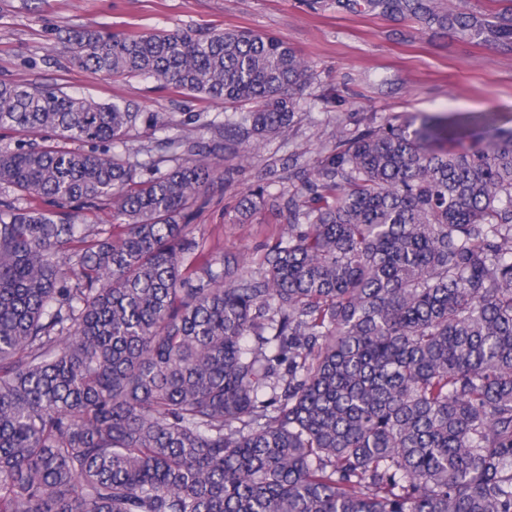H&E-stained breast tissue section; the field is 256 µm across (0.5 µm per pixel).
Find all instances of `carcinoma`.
<instances>
[{
  "instance_id": "carcinoma-1",
  "label": "carcinoma",
  "mask_w": 512,
  "mask_h": 512,
  "mask_svg": "<svg viewBox=\"0 0 512 512\" xmlns=\"http://www.w3.org/2000/svg\"><path fill=\"white\" fill-rule=\"evenodd\" d=\"M463 39H512L426 0H373ZM94 74L232 106L213 150L287 135L310 65L257 31L68 30ZM208 127L0 83V512H512V129L495 115L342 130L256 268L189 255L218 165ZM470 139L467 147L455 144ZM112 208L82 225L58 207ZM175 131H157L153 134L152 129H148L144 125H138L136 130L131 132V143L144 150H151V154L154 157H158L163 153L161 151V143L162 139H164L167 135H173Z\"/></svg>"
}]
</instances>
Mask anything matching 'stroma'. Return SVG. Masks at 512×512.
<instances>
[{"label": "stroma", "mask_w": 512, "mask_h": 512, "mask_svg": "<svg viewBox=\"0 0 512 512\" xmlns=\"http://www.w3.org/2000/svg\"><path fill=\"white\" fill-rule=\"evenodd\" d=\"M65 28L106 32L157 29H251L278 36L313 69L287 139H275L247 162L218 157L224 178L194 215V252L204 264L217 253L258 260L282 227L269 213L239 224L242 195L271 176L275 190L294 187L337 126L364 128L372 118L422 113L495 112L512 128V43L488 46L412 17L383 14L369 0H0V81L59 88L98 102L124 99L147 112H203L223 122L224 105L193 99L142 78L94 75L70 63L58 44Z\"/></svg>", "instance_id": "obj_1"}]
</instances>
